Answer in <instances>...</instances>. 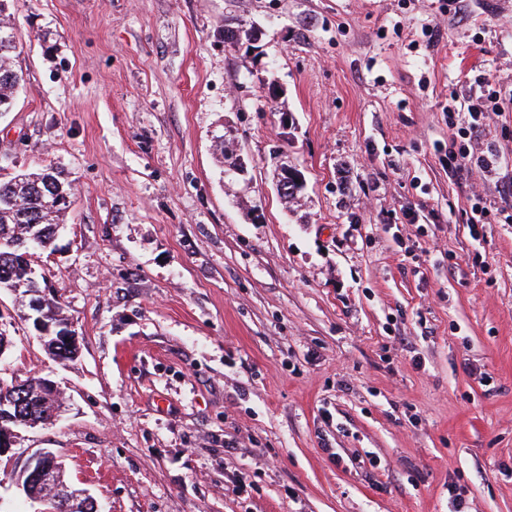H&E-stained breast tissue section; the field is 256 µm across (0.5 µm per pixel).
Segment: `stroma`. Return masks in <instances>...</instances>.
<instances>
[{
    "label": "stroma",
    "mask_w": 512,
    "mask_h": 512,
    "mask_svg": "<svg viewBox=\"0 0 512 512\" xmlns=\"http://www.w3.org/2000/svg\"><path fill=\"white\" fill-rule=\"evenodd\" d=\"M441 4L7 0L0 168L74 182L32 265L80 356L0 293V376L61 387L19 446L57 449L99 512H512V224H467L473 196L512 207V117L477 138L496 174L452 172L445 110L512 84V0ZM239 19L257 53L225 46ZM21 38L13 24L0 21V115L9 112L11 103L25 82L16 58L21 53Z\"/></svg>",
    "instance_id": "1"
}]
</instances>
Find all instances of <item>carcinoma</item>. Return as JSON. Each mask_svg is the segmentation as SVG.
<instances>
[{
  "label": "carcinoma",
  "mask_w": 512,
  "mask_h": 512,
  "mask_svg": "<svg viewBox=\"0 0 512 512\" xmlns=\"http://www.w3.org/2000/svg\"><path fill=\"white\" fill-rule=\"evenodd\" d=\"M21 49L14 25L0 21V113L9 111L25 82L23 71L16 67ZM74 196L72 182L51 163L37 172L0 173V291H33L30 250L46 248L53 242ZM21 239L27 246L19 249L15 243ZM46 302L44 314L48 321L68 322L59 297L49 294ZM25 384L21 394L10 389L9 381L4 387L0 385V405H13L21 427L28 422L41 427L53 424V413L60 404L41 402V378L27 379Z\"/></svg>",
  "instance_id": "cac0c4a2"
}]
</instances>
